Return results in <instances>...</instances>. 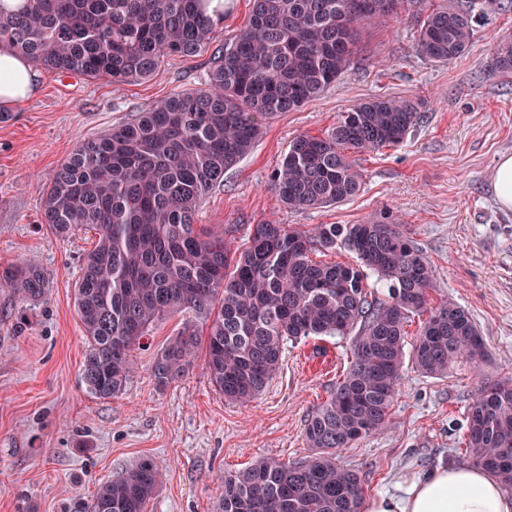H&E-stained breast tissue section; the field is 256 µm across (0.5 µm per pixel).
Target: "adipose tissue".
Listing matches in <instances>:
<instances>
[{
	"label": "adipose tissue",
	"instance_id": "adipose-tissue-1",
	"mask_svg": "<svg viewBox=\"0 0 512 512\" xmlns=\"http://www.w3.org/2000/svg\"><path fill=\"white\" fill-rule=\"evenodd\" d=\"M35 89L27 58L1 50L0 102H21ZM363 512H512V497L482 468L443 464L399 480L392 491L368 498Z\"/></svg>",
	"mask_w": 512,
	"mask_h": 512
}]
</instances>
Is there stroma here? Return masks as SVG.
I'll use <instances>...</instances> for the list:
<instances>
[{
    "instance_id": "stroma-1",
    "label": "stroma",
    "mask_w": 512,
    "mask_h": 512,
    "mask_svg": "<svg viewBox=\"0 0 512 512\" xmlns=\"http://www.w3.org/2000/svg\"><path fill=\"white\" fill-rule=\"evenodd\" d=\"M441 2L411 0L364 29L349 70L317 99L270 120L197 214L198 223L223 226L234 251L264 221L306 229L387 214L432 265L433 300L452 299L476 322L486 361L445 378L405 363L385 431L338 452V464L360 475L368 496L402 475L466 464L459 436L472 395L485 379L512 376V209L493 191L500 158L512 155V74L491 70L495 45L512 39V11L487 5L468 51L435 63L414 43L428 8ZM250 10L251 0H228L211 47L166 58L146 79L115 85L36 69L35 92L0 123V270L22 260L50 278L44 299L31 306L0 290V512H70L143 458L162 473L146 512H216L225 474L312 453L306 420L346 372L352 337L286 343L267 388L251 402L230 403L210 382L202 348L188 373L157 384L154 360L188 321L177 314L135 346L125 390L95 397L80 378L87 340L74 302L95 233L82 228L61 238L41 222L49 180L72 150L171 92L205 89L214 47L231 40ZM374 97L415 99L420 123L399 146L352 154L362 181L356 197L314 210L284 204L271 177L290 141L322 135L342 112Z\"/></svg>"
}]
</instances>
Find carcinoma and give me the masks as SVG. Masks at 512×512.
Instances as JSON below:
<instances>
[{"instance_id":"obj_1","label":"carcinoma","mask_w":512,"mask_h":512,"mask_svg":"<svg viewBox=\"0 0 512 512\" xmlns=\"http://www.w3.org/2000/svg\"><path fill=\"white\" fill-rule=\"evenodd\" d=\"M252 0L233 39L214 53L207 88L177 91L133 121L79 144L54 171L42 222L67 237L87 226L97 241L82 262L74 300L88 342L81 380L111 398L126 387L131 352L153 324L189 310L193 324L157 355L153 375L166 385L183 375L206 330L210 379L224 399L247 402L279 368L286 341L354 335L348 371L307 419L313 453L300 463L262 460L224 476L218 512H361L359 475L336 451L382 431L399 396L405 327L423 316L410 358L419 371L446 377L488 356L471 315L455 302H432L434 271L402 230L385 218L362 224L255 225L232 255L224 228L196 223L204 197L251 152L263 127L316 98L350 67L363 28L398 14L404 0ZM208 0H25L0 13V47L59 74L146 79L165 58L207 47L220 23ZM474 0L438 5L423 19L420 56L446 63L465 53ZM492 70L512 73V40L493 52ZM421 118L407 98H373L341 114L321 136L300 135L272 176L290 208L343 203L361 188L348 151L404 142ZM344 248L356 266L321 263L320 250ZM387 288L369 292V275ZM49 287L41 269L0 272V288L39 303ZM469 461L512 496V376L485 382L463 426ZM161 481L152 461L101 483L74 512H145Z\"/></svg>"}]
</instances>
